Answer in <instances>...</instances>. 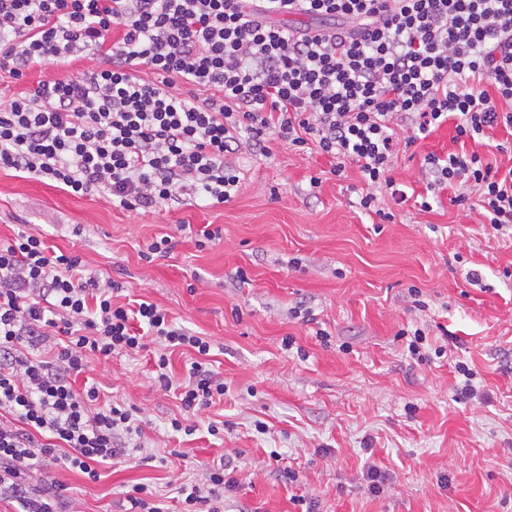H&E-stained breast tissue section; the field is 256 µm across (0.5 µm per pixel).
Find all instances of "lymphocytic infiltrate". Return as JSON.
<instances>
[{
    "mask_svg": "<svg viewBox=\"0 0 512 512\" xmlns=\"http://www.w3.org/2000/svg\"><path fill=\"white\" fill-rule=\"evenodd\" d=\"M301 14L312 28L279 18ZM100 69L39 81L0 107V168L73 195L104 190L127 209L179 207L190 192L230 201L239 178L225 162L251 135L356 164L370 191L392 189L393 125L412 114L413 137L454 120L457 138L512 128V0H0V72L55 66L84 48ZM152 71L138 77L136 67ZM427 189L471 183L494 230L512 227V168L478 154L427 155ZM112 277L85 275L81 257L21 231L0 242V496L19 512H72L57 482L30 492L25 478L61 466L98 479V465L130 459L140 432L132 409L100 402L75 379L90 356L136 353L147 337L196 353L188 380L169 359L156 384L177 389L185 412L224 396L210 343L157 305L127 309ZM181 486L182 512H221L223 469Z\"/></svg>",
    "mask_w": 512,
    "mask_h": 512,
    "instance_id": "1",
    "label": "lymphocytic infiltrate"
}]
</instances>
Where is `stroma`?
<instances>
[{
    "label": "stroma",
    "instance_id": "35a3bbf8",
    "mask_svg": "<svg viewBox=\"0 0 512 512\" xmlns=\"http://www.w3.org/2000/svg\"><path fill=\"white\" fill-rule=\"evenodd\" d=\"M29 69L0 83V104L37 81L97 69ZM445 122L400 147L391 175L410 200L376 192L362 209L361 173H330L328 157L269 142L268 155H227L240 178L223 204L131 210L110 195L74 196L0 169V239L19 231L80 254L84 270L123 282L116 304L144 300L207 337L224 397L172 431L175 392L157 387L160 345L91 360L101 396L132 406L141 448L101 466L98 481L64 468L30 472V484H64L75 512H121L126 491L148 486L163 512H179L178 488L201 484L224 459L237 484L224 512H512V233L494 230L472 185L445 190L431 210L427 154L465 151L505 170L512 133L458 143ZM318 185H311V178ZM463 194V205L450 204ZM221 228L206 241L204 225ZM170 236L166 255L148 243ZM426 336L408 352L414 331ZM292 338L293 347L283 345ZM223 423L213 438L208 422ZM385 477L372 493L367 472Z\"/></svg>",
    "mask_w": 512,
    "mask_h": 512
}]
</instances>
